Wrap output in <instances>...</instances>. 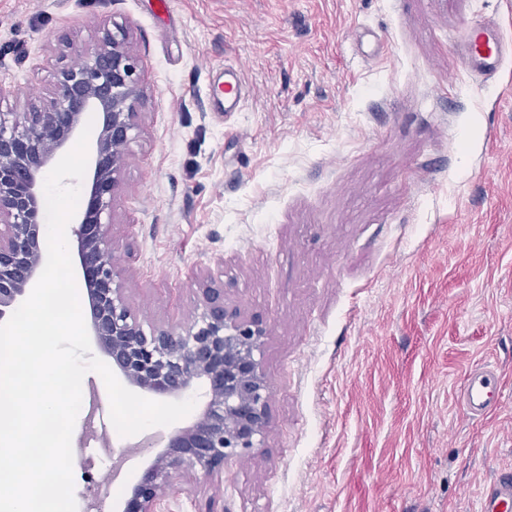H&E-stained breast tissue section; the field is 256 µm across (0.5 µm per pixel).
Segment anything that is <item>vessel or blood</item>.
<instances>
[{
    "instance_id": "1",
    "label": "vessel or blood",
    "mask_w": 512,
    "mask_h": 512,
    "mask_svg": "<svg viewBox=\"0 0 512 512\" xmlns=\"http://www.w3.org/2000/svg\"><path fill=\"white\" fill-rule=\"evenodd\" d=\"M460 51L468 70L488 81L501 71L507 52L512 51V44L506 42L500 27L487 23L464 30ZM219 89L224 95L225 108H238L243 93L242 79L237 70H225L224 81ZM495 397V375L484 368L472 369L468 385L462 394V404L469 414H485ZM479 510L512 512V478L501 477L491 484L481 495Z\"/></svg>"
}]
</instances>
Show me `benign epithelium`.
Segmentation results:
<instances>
[{
    "mask_svg": "<svg viewBox=\"0 0 512 512\" xmlns=\"http://www.w3.org/2000/svg\"><path fill=\"white\" fill-rule=\"evenodd\" d=\"M80 64L60 69L42 102L0 116V319L37 283L43 268L39 180L66 148L87 112L101 117L93 173L74 229L79 272L88 292L92 333L125 381L180 400L203 388L193 422L170 438L132 487L120 512H159L177 472L207 480L249 454L268 426V380L262 365L267 329L224 306V289H200L189 322L147 333L133 315L103 222L125 165L143 96L125 26L100 24Z\"/></svg>",
    "mask_w": 512,
    "mask_h": 512,
    "instance_id": "benign-epithelium-1",
    "label": "benign epithelium"
}]
</instances>
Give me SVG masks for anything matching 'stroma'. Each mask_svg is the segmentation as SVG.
Wrapping results in <instances>:
<instances>
[{"mask_svg": "<svg viewBox=\"0 0 512 512\" xmlns=\"http://www.w3.org/2000/svg\"><path fill=\"white\" fill-rule=\"evenodd\" d=\"M104 21L144 90L104 216L129 306L185 323L212 277L267 328L260 447L192 494L175 475L168 512H478L512 474V58L480 82L458 39L512 41V0H0V113ZM227 68L234 112L209 92ZM478 365L500 401L472 417ZM217 88L224 93V109H237L242 99V79L236 69L224 70V83H218Z\"/></svg>", "mask_w": 512, "mask_h": 512, "instance_id": "35a3bbf8", "label": "stroma"}]
</instances>
